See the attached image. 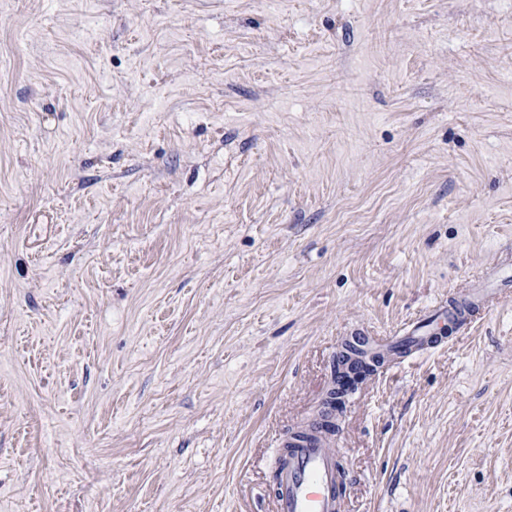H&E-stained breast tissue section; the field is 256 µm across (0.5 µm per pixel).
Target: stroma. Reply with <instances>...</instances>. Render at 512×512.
<instances>
[{
    "label": "stroma",
    "instance_id": "35a3bbf8",
    "mask_svg": "<svg viewBox=\"0 0 512 512\" xmlns=\"http://www.w3.org/2000/svg\"><path fill=\"white\" fill-rule=\"evenodd\" d=\"M512 0H0V512H512ZM481 320L333 411L344 342ZM464 299L461 308L465 309V314L463 317L454 316L455 308H448L446 306L438 307L432 310L431 314L424 319L422 322L416 324L412 330L408 331L405 335L407 341H411L413 344L417 345V349H427L431 348V344L428 343V337L432 334V327L439 322H447L448 317H455V322L458 326L466 325L471 322L472 317L479 313V311L483 308L486 309L489 307L490 300L488 299V295L478 291L471 293L469 295L461 297ZM278 446L275 512H342L345 476L329 440L312 429Z\"/></svg>",
    "mask_w": 512,
    "mask_h": 512
}]
</instances>
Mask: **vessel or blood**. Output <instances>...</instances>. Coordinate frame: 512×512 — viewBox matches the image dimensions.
<instances>
[{
	"instance_id": "vessel-or-blood-1",
	"label": "vessel or blood",
	"mask_w": 512,
	"mask_h": 512,
	"mask_svg": "<svg viewBox=\"0 0 512 512\" xmlns=\"http://www.w3.org/2000/svg\"><path fill=\"white\" fill-rule=\"evenodd\" d=\"M451 308L432 310L408 331L406 338L418 348H428L433 326L447 321ZM345 477L329 440L317 431L286 436L279 443L274 473L275 512H343Z\"/></svg>"
}]
</instances>
